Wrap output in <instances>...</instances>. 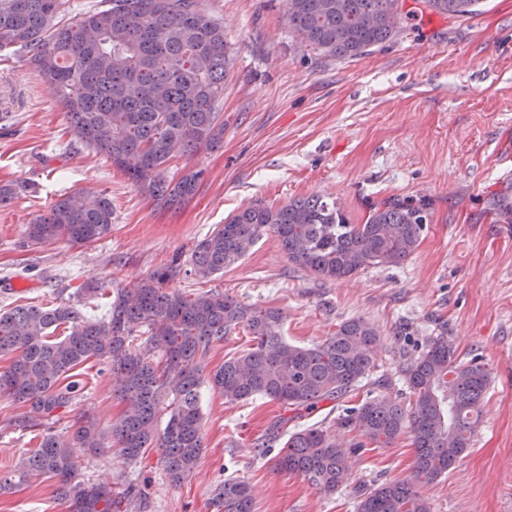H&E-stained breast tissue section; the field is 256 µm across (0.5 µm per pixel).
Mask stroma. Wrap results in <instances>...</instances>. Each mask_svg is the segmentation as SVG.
Instances as JSON below:
<instances>
[{
	"mask_svg": "<svg viewBox=\"0 0 512 512\" xmlns=\"http://www.w3.org/2000/svg\"><path fill=\"white\" fill-rule=\"evenodd\" d=\"M219 19L231 48L224 79V142L191 160L204 170L188 203L161 209L104 155L73 139L52 87L18 53L0 60V310L75 305L98 317L116 288L170 265L169 289L209 287L260 308L280 310L289 343L312 347L337 325L361 317L379 331V373L391 395L404 394L402 369L427 337L444 335L460 359L478 357L490 373L482 419L468 450L436 482L420 487L432 512H512V219L492 208L512 196V0H482L453 18L404 0L408 18L394 40L353 59L327 58L290 30L284 0H200ZM102 191L112 201L111 234L80 246L25 241L28 224L61 197ZM312 195L341 200L353 221L389 197L426 198L432 218L403 263L373 266L323 284L289 264L273 232L208 284L187 277L196 243L253 202L282 206ZM104 282L87 295L82 284ZM79 391L58 410L54 432L87 414L107 429L124 406L112 373L92 359L78 367ZM328 400L293 410L256 397L230 403L200 388L204 448L194 472L171 483L161 451L126 459L116 448L80 454L76 480L141 495L128 512H221L224 481L251 489L254 512H356L358 496L406 477L415 460L408 436L367 446L350 460V477L326 495L302 477L274 471L289 434L329 424L343 408ZM22 404L0 395V475L33 454V432L8 423ZM0 512H66L54 479L31 476L0 496Z\"/></svg>",
	"mask_w": 512,
	"mask_h": 512,
	"instance_id": "obj_1",
	"label": "stroma"
}]
</instances>
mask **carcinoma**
<instances>
[{"label": "carcinoma", "instance_id": "1", "mask_svg": "<svg viewBox=\"0 0 512 512\" xmlns=\"http://www.w3.org/2000/svg\"><path fill=\"white\" fill-rule=\"evenodd\" d=\"M104 2L107 7L62 24L57 14L63 0H0V52L31 53V65L55 88L74 139L105 154L153 199L185 203L196 195L203 171L190 168L174 183L164 171L174 158L213 151L223 142L217 104L230 64L224 25L199 0ZM478 3L423 0L427 10L448 16L470 14ZM285 7L288 26L301 42L329 58L360 57L401 30V0H285ZM112 215V200L103 192L63 195L28 226L26 239L88 245L112 232ZM431 218L424 198L373 203L360 224L340 203L319 196L280 207L258 202L198 241L190 274L202 283L213 279L272 231L289 263L336 282L405 261ZM176 274L177 268L164 267L119 289L100 319H87L68 304L0 311V355L12 356L0 371V394L26 407L13 427L46 428L34 455L0 477V494L32 475H48L56 479L67 512H119L106 488L74 481L78 450L115 446L136 460L148 448H162L164 469L179 482L202 453L203 383L228 402L261 396L312 410L322 401L352 396L377 368L380 336L361 317L339 324L320 345L299 347L282 336L281 312L219 290L192 298L170 292L166 284ZM61 325L67 334L52 338ZM240 326L252 347L203 375L214 344ZM91 358L110 364L113 392L125 405L122 418L107 434L88 417L78 418L67 435L52 432L47 424L78 391L73 370ZM403 372L409 404L379 395L336 419L362 437L352 449L329 429L312 425L288 436L274 468L332 493L348 479L350 455L365 442L381 446L407 434L415 449L410 475L363 493L357 512H430L417 487L437 480L469 448L490 376L478 359L459 360L444 336L430 337L425 352ZM162 411L168 420L160 431ZM216 501L224 512H254L243 480L224 482Z\"/></svg>", "mask_w": 512, "mask_h": 512}]
</instances>
